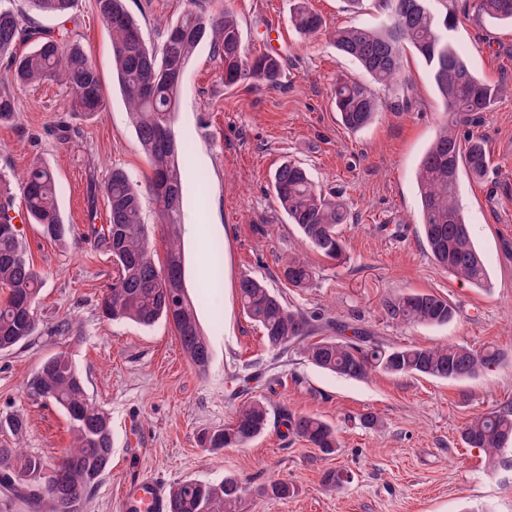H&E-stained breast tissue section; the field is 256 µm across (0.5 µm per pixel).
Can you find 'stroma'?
Masks as SVG:
<instances>
[{
  "label": "stroma",
  "instance_id": "stroma-1",
  "mask_svg": "<svg viewBox=\"0 0 512 512\" xmlns=\"http://www.w3.org/2000/svg\"><path fill=\"white\" fill-rule=\"evenodd\" d=\"M375 0H307L325 22L324 34L301 37L289 22L292 0H209L212 12H230L251 52L276 51L283 72L276 85L224 86L210 42H202L181 82L174 127L189 147L181 161L180 241L184 284L196 300L211 362L198 373L185 357L171 323L144 328L102 318L97 304L112 282V259L85 243L89 225L107 220L104 185L112 168L138 185L151 173L129 123L112 70L108 28L94 0H78L71 24L96 65L106 101L92 116L68 110L64 85L47 81L15 90V119L0 125V174L11 181L13 215L25 251L44 277L29 341L0 353V413L24 416L25 451L54 462L71 441L56 406L30 396L26 383L48 356L68 351L87 390L112 417V464L81 512H119L131 481L153 478L218 482L234 475L252 488L239 512H512V468L488 464L466 447L461 430L473 417L512 402V25L475 13L473 0H430L456 14L450 37L476 75L502 86L471 136L484 141L488 167L475 179L461 173L458 203L471 225L489 274L486 287L460 281L438 266L426 247L418 212L416 172L436 132L451 120L428 68L414 53L404 58L409 99L401 109L380 107L365 129H346L332 101L345 76L370 83L368 73L334 48L329 31L378 23ZM188 0H126L147 45L160 46L165 25ZM302 163L315 184L345 202L343 256L310 250L273 196L271 175L283 162ZM43 163L55 173L69 242L47 238L24 220L19 177ZM223 255L213 263L210 250ZM305 253L315 270L311 285L288 287L280 260ZM250 275L308 315L330 326L360 327L384 347L451 343L499 348L503 361L459 380L395 376L380 371L349 379L321 370L302 354L276 356L258 324L242 311L237 284ZM434 293L456 310L441 326L404 327L384 311L386 300ZM258 371L239 396L233 379ZM264 402L270 423L241 448L201 447V432L219 429L246 401ZM315 414L336 429L340 446L322 454L288 435L283 413ZM372 413L375 426L362 418ZM339 469L349 481L327 486ZM271 480L288 483L287 498L255 495Z\"/></svg>",
  "mask_w": 512,
  "mask_h": 512
}]
</instances>
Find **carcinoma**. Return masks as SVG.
Returning a JSON list of instances; mask_svg holds the SVG:
<instances>
[{"mask_svg": "<svg viewBox=\"0 0 512 512\" xmlns=\"http://www.w3.org/2000/svg\"><path fill=\"white\" fill-rule=\"evenodd\" d=\"M39 15L68 18L77 0H27ZM387 10L386 20L371 28L354 26L333 34L336 50L356 59L373 81L389 94L394 109L407 101L408 87L401 80L402 58L412 49L429 67L434 85L455 123L466 125L480 119L500 93V88L481 80L453 46L448 31L454 18L440 16L428 0H378ZM480 13L493 21L512 24V0H476ZM99 16L112 35V55L120 89L129 109L142 151L148 157L152 176L146 188L134 184L127 173L112 169L104 193L108 223L94 227L87 238L112 257L115 274L99 303L102 316L110 321H132L151 327L160 320L173 324L184 355L198 372L204 373L211 353L196 319L194 303L184 288V265L179 244L182 195L180 157L184 148L177 141L174 113L182 74L197 47L211 38L222 64L224 85L251 82L273 85L281 75V63L270 53L248 54L233 16L211 14L202 0H190L182 16L171 24L159 50L150 49L125 7V0H95ZM291 21L305 37L323 30V18L309 10L305 0H296ZM34 39L35 47L18 56V42ZM0 59L8 61L7 75L0 78V124L12 120L14 88L47 80L62 83L70 94L74 113L92 115L103 111L100 77L76 34L34 26V18L10 8H0ZM333 101L342 124L351 131L365 127L380 107L372 89L358 81L339 78ZM475 177L487 168L484 142L471 137L461 140L452 126L436 136L418 171L420 224L434 260L455 277L483 288L487 273L470 239V224L457 204L460 169ZM276 200L290 223L318 252L335 259L342 254L338 227L347 223L345 205L321 193L301 165L288 161L273 173ZM28 218L44 234L65 242L71 226L64 223L57 203V183L51 169L33 165L21 181ZM155 203L158 222L167 228V260L155 262L142 224L144 196ZM12 201L0 192V286L8 290L0 303V352L30 340L36 330L35 315L43 275L30 263L19 230L10 215ZM282 276L290 288H304L314 271L301 257L282 264ZM243 312L263 331L267 347L285 351L299 344L313 365L351 379H361L379 370L396 376L419 375L443 380L469 377L500 363L502 353L493 346L476 350L464 344L419 347L412 344L386 349L370 343L353 331L351 336H328L311 340L308 317L291 308L283 297L263 281L244 275L238 284ZM388 316L404 324L445 325L455 316L448 300L433 293L403 295L385 304ZM30 394L59 406L68 417L73 444L57 460L44 488L29 480L47 469L36 454L23 451L19 443L26 431L25 418L17 413L0 414V435L17 440L0 446V491L5 498L23 497L36 512H79L77 505L99 483L112 458V425L109 414L90 399L84 379L69 353L60 351L46 358L29 379ZM266 405L253 400L236 410L224 428L205 432L200 443L206 448L244 447L268 426ZM289 433L325 454L338 447L335 428L317 415L287 414ZM464 443L480 448L492 462L512 467V459L501 457L512 440V404L475 417L461 432ZM247 484L234 476L217 483L187 480L169 493V512H238ZM265 497L285 498L290 489L283 481H270L256 489Z\"/></svg>", "mask_w": 512, "mask_h": 512, "instance_id": "1", "label": "carcinoma"}]
</instances>
